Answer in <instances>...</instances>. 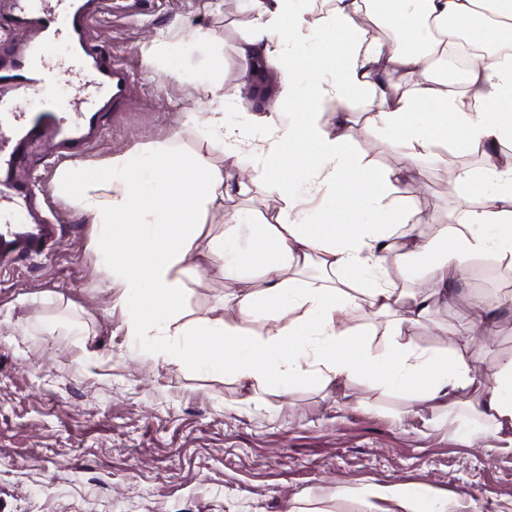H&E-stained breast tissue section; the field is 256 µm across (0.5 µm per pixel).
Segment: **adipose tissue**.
Instances as JSON below:
<instances>
[{
    "mask_svg": "<svg viewBox=\"0 0 512 512\" xmlns=\"http://www.w3.org/2000/svg\"><path fill=\"white\" fill-rule=\"evenodd\" d=\"M246 2L257 19L237 47L243 70L285 71L271 104L281 130L271 145L276 161L259 173L285 205L270 223L245 208L226 213L223 241L208 248L225 278L255 271L266 279L260 291L233 295L241 325L217 313L168 336L181 316V273L202 242L201 216L224 203L223 170L158 144L100 168L70 164L58 173L59 195L94 226L99 273L121 289L129 335L158 337L165 359L201 362L283 393L365 377L415 405L450 408L464 393L488 435L512 444V353L495 356L491 375L480 379L467 351L438 354L411 339L475 258L512 269V155L498 151L512 143V61L499 55L512 42V0H333L316 27L311 0ZM375 26L398 31L399 45L377 41ZM459 37L477 53L457 93L442 64ZM465 93L480 111L463 106ZM367 95L380 100L371 122L400 150L404 172L451 140L484 147L481 164L457 176L461 189H480L482 204L449 213L429 236L417 210L390 201L391 175L369 169L348 147L354 106ZM330 105L338 114L332 130L322 121ZM325 182L334 191L321 210L298 208ZM417 264L431 274L429 292L397 288L396 276ZM350 311L384 320L381 347L347 325ZM269 321L278 327L266 336L242 329Z\"/></svg>",
    "mask_w": 512,
    "mask_h": 512,
    "instance_id": "obj_1",
    "label": "adipose tissue"
}]
</instances>
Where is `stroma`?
Wrapping results in <instances>:
<instances>
[{
	"mask_svg": "<svg viewBox=\"0 0 512 512\" xmlns=\"http://www.w3.org/2000/svg\"><path fill=\"white\" fill-rule=\"evenodd\" d=\"M253 26L242 0H102L88 37L128 71L130 95L117 107L102 101L77 159L100 166L158 142L205 155L223 170L226 189L223 206L204 217L214 243L225 212L245 206L275 215L284 202L263 183L243 196L235 191L244 170L270 162L277 134L236 53ZM165 36L180 43L183 69L158 68L155 46ZM213 50L223 56L224 122L237 136L228 152L206 140L215 105L187 76ZM350 148L381 173L403 165L363 119L352 125ZM77 159L48 141L22 160L38 210L60 225L61 237L49 255L0 268V512H365L373 500L394 512L395 502L374 498L388 487L415 489L421 512L435 501L448 512H512V447L464 438L462 427H481L467 404L451 413L412 407L369 379L339 390L261 391L133 344L119 286L101 281L90 218L56 189L59 170ZM448 175L424 157L394 195L431 223H446L463 202ZM183 282L186 323L220 308L237 324L225 295L265 286L256 275L225 279L220 262L199 256ZM509 291L512 272L475 262L416 325L413 342L440 352L468 345L467 297L481 292L498 306L497 353H512V305L500 302Z\"/></svg>",
	"mask_w": 512,
	"mask_h": 512,
	"instance_id": "1",
	"label": "stroma"
}]
</instances>
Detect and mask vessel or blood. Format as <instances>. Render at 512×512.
<instances>
[{"instance_id":"1","label":"vessel or blood","mask_w":512,"mask_h":512,"mask_svg":"<svg viewBox=\"0 0 512 512\" xmlns=\"http://www.w3.org/2000/svg\"><path fill=\"white\" fill-rule=\"evenodd\" d=\"M34 0H15L13 23L16 30L35 27L38 35L23 40L19 49L0 57V200L14 203L11 214L0 212V265L18 255H45L58 240L54 224L30 223L35 204L32 183L17 179L15 146L38 145L54 125L59 112L70 114L67 126L72 147L86 143V130L97 124V108L86 102L62 104L46 87L44 70L46 47L51 39H61L78 48L71 58L74 73L90 72L98 91L120 104L127 97L129 77L109 56L89 45L86 32L92 19L87 5L63 10L35 9ZM29 96L41 99L37 111H21L19 103Z\"/></svg>"}]
</instances>
